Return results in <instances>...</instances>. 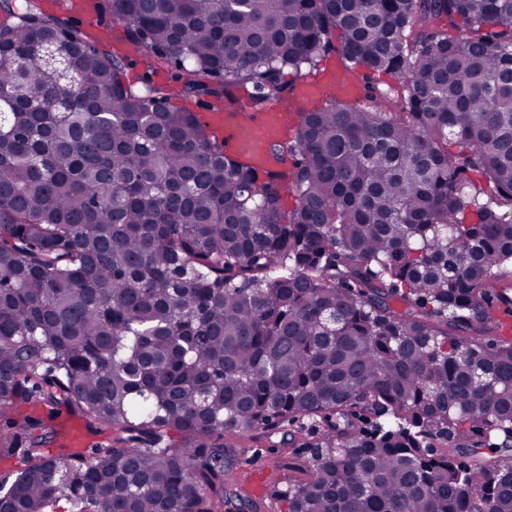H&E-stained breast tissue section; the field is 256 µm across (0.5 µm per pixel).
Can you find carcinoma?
<instances>
[{
	"label": "carcinoma",
	"mask_w": 512,
	"mask_h": 512,
	"mask_svg": "<svg viewBox=\"0 0 512 512\" xmlns=\"http://www.w3.org/2000/svg\"><path fill=\"white\" fill-rule=\"evenodd\" d=\"M108 2L177 89L0 0V512H259L224 433L305 430L284 512H512V0ZM332 47L277 178L170 105Z\"/></svg>",
	"instance_id": "cac0c4a2"
}]
</instances>
